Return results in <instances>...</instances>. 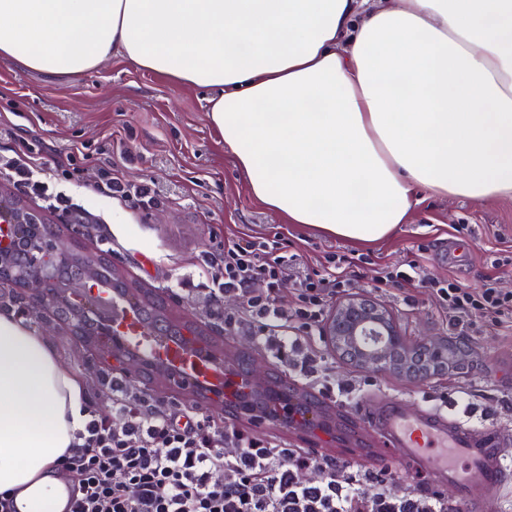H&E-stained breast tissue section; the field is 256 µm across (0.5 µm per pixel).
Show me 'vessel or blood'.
Segmentation results:
<instances>
[{
  "label": "vessel or blood",
  "mask_w": 512,
  "mask_h": 512,
  "mask_svg": "<svg viewBox=\"0 0 512 512\" xmlns=\"http://www.w3.org/2000/svg\"><path fill=\"white\" fill-rule=\"evenodd\" d=\"M141 319L138 309L114 297L112 320L123 326V342L182 390L209 400L236 381L232 366L217 361L216 348L186 336L146 330ZM247 388L250 403L285 411L284 403L270 400L266 379L249 381ZM355 416L366 422L380 444L370 460L433 474L465 512H490L503 488L508 457L495 428L462 423L402 396L369 399Z\"/></svg>",
  "instance_id": "1"
}]
</instances>
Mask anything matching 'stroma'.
<instances>
[{"label":"stroma","mask_w":512,"mask_h":512,"mask_svg":"<svg viewBox=\"0 0 512 512\" xmlns=\"http://www.w3.org/2000/svg\"><path fill=\"white\" fill-rule=\"evenodd\" d=\"M209 97L206 89L176 84L120 54L73 82L0 56V126L9 131L0 140V157L10 147L28 144L45 159H58L51 173L75 208H45L40 196L17 189L1 165L0 193L43 212L57 238L72 249L111 262L137 296H160L171 320L190 318L207 334L221 336L228 359L244 360L256 374L288 379L299 398L332 397L328 413L337 422L352 424L353 410L366 398L400 395L469 424H492L512 436V336L496 335L486 326L467 331L464 365L409 379L350 364L320 335L317 370L304 373L252 337L225 332L223 319L209 305L212 284L198 274L203 256L222 238L260 236L298 257L282 283L287 303L300 277L322 269L329 256L344 255L352 260V289L366 291L391 311L406 344H445L457 333L429 291L404 281L375 287L377 273L385 265L403 270L415 263L429 279L453 278L476 290L495 275L501 287L512 290V264L492 265L495 258L512 257V200L429 199L410 223L366 244L289 223L252 197L233 153L209 119ZM107 164L119 168L127 183L155 189L159 202L145 207L94 192L97 169ZM21 320L79 379L86 405L104 404L107 391L99 376L112 373L113 367L99 360L96 337L71 335L49 312L39 320L26 314ZM342 382L348 383V391H339ZM285 426L279 420L257 435L286 441L316 459L322 449L348 445L340 432L329 436L309 430L297 436L287 434Z\"/></svg>","instance_id":"35a3bbf8"}]
</instances>
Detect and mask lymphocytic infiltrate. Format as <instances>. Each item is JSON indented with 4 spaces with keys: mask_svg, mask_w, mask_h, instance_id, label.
<instances>
[{
    "mask_svg": "<svg viewBox=\"0 0 512 512\" xmlns=\"http://www.w3.org/2000/svg\"><path fill=\"white\" fill-rule=\"evenodd\" d=\"M9 170L18 188L38 192L51 207L67 205L65 191L31 154L16 157ZM348 266L339 256L323 273L305 277L288 308L279 302L288 259L274 254L265 238L225 240L222 252L204 258L200 274L211 279L215 297H240V307L224 317L226 326L250 328L262 346L306 367L314 358V327L328 301L348 286ZM400 278L429 288L456 323L475 318L512 332V291L497 278L474 292L453 279H426L414 264L405 272L382 267L375 285ZM101 381L112 397L105 407L88 408L62 464L77 492L75 512H378L380 492L396 496L403 489L387 472L316 462L287 444L130 391L118 377L105 374Z\"/></svg>",
    "mask_w": 512,
    "mask_h": 512,
    "instance_id": "lymphocytic-infiltrate-1",
    "label": "lymphocytic infiltrate"
}]
</instances>
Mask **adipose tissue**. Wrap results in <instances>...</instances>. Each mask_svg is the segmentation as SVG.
<instances>
[{"mask_svg":"<svg viewBox=\"0 0 512 512\" xmlns=\"http://www.w3.org/2000/svg\"><path fill=\"white\" fill-rule=\"evenodd\" d=\"M210 90L251 194L370 243L426 198L512 199V0H0V56L72 80L113 53ZM82 388L0 311V494L51 512Z\"/></svg>","mask_w":512,"mask_h":512,"instance_id":"1","label":"adipose tissue"}]
</instances>
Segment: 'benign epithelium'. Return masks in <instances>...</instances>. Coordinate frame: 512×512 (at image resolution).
I'll list each match as a JSON object with an SVG mask.
<instances>
[{"instance_id": "7a95c632", "label": "benign epithelium", "mask_w": 512, "mask_h": 512, "mask_svg": "<svg viewBox=\"0 0 512 512\" xmlns=\"http://www.w3.org/2000/svg\"><path fill=\"white\" fill-rule=\"evenodd\" d=\"M42 223L38 214L9 199L0 197V224H9L14 237L30 240L32 225ZM10 264L12 276L24 281L30 297L21 299L24 308L52 309L59 319L71 323L79 336L87 335V317L83 306L69 303L68 298L94 292L103 284L94 275V264L77 265L64 242L48 241L22 251L0 255ZM56 282L68 289V298L49 292L45 284L53 274ZM99 334L109 337L98 356L118 364L124 373L137 376L144 369L121 344L114 327H102ZM322 335L329 346L348 362L366 370H388L409 378L426 377L449 364L459 363L468 355L467 341L459 339L450 348L441 345H406L401 339L391 312L383 305L358 293H348L326 317Z\"/></svg>"}]
</instances>
